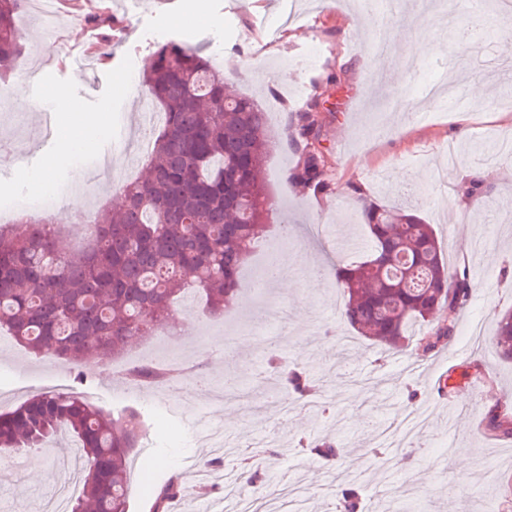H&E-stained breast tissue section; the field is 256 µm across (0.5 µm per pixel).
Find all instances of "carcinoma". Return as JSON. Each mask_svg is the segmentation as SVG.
Instances as JSON below:
<instances>
[{
  "label": "carcinoma",
  "mask_w": 512,
  "mask_h": 512,
  "mask_svg": "<svg viewBox=\"0 0 512 512\" xmlns=\"http://www.w3.org/2000/svg\"><path fill=\"white\" fill-rule=\"evenodd\" d=\"M21 0H0V79L23 52L15 23ZM145 91L164 113L163 126L144 159L147 175L121 187L125 204L94 221L90 246L69 260L51 217L23 231L0 230V330L34 354H47L69 369L77 385L93 351L102 360L122 355L135 339L165 329L176 303L187 296L219 314L236 301L239 271L272 210L262 170L271 141L264 112L252 100L224 91V70L177 41L156 49L143 76ZM303 139L295 183L328 187L319 147L317 101L297 113ZM361 218L371 248L367 257L336 268L343 318L367 340L398 347L416 340L431 352L454 337L442 324L414 337L410 323L466 305L467 274L452 273L432 225L420 217L363 203ZM496 346L512 359V310L497 324ZM278 382L301 398L308 379L270 353ZM179 370L152 361L126 369L138 386L161 387ZM487 430L512 435V417L495 407ZM65 429L85 462L83 487L69 512H128L130 456L141 437L140 415L118 416L97 408L73 388L41 393L0 411V453L39 448ZM179 493L171 481L152 491L151 512H168Z\"/></svg>",
  "instance_id": "carcinoma-1"
}]
</instances>
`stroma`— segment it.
<instances>
[{
	"mask_svg": "<svg viewBox=\"0 0 512 512\" xmlns=\"http://www.w3.org/2000/svg\"><path fill=\"white\" fill-rule=\"evenodd\" d=\"M350 3L63 0L50 29L37 22L30 0L18 11L26 48L0 82V208L35 215L55 206L71 257L88 243L77 214L92 218L108 206L120 209V186L143 174L141 158L158 128L141 120L142 77L159 44L180 40L223 68L234 94L256 99L275 141L264 170L273 210L243 269L237 304L220 317L186 314L167 336L140 341L124 359L86 368L84 398L108 412L137 409L148 424L131 455L129 512H150L142 470L161 484L186 476L189 462L199 489L193 501H175L171 512H226L222 476L244 455L255 459L261 488L305 481L308 512H340L341 490L354 478L366 487L368 512H401L409 500L429 504L430 512H512L506 497L512 436L485 429L492 407L512 408V362L493 342L499 314L512 307V233L503 230L512 225V158L498 153L500 138L512 136V110L501 109L499 92L500 82L512 77V16L489 9L488 0H457L447 10L437 0H379L396 46L394 54L380 57L374 30L349 19ZM105 7L117 22L107 56L93 69H79L75 58L104 41L93 18ZM480 11L490 21L480 47L449 41V30L466 28ZM420 38L425 46L410 56ZM118 73L129 77L121 91L113 86ZM20 86L30 95L26 110L12 104ZM59 87L68 89L73 105L110 113L112 131L95 150L69 159L52 186L41 189L33 178L64 123L54 94ZM313 96L321 102L320 147L329 182L318 192L290 180L299 161L294 116ZM461 115L469 129L464 138L455 131ZM106 159L110 181L73 197L71 183ZM470 170L484 172L489 186L474 212L457 206ZM360 197L432 224L450 272L484 268L471 301L435 317L434 323L455 326L449 348L425 353L406 344L389 350L356 336L340 319L343 296L334 267L363 255L345 246L346 238L363 232ZM285 221L292 236L282 233ZM274 242L280 259L291 264L292 284L259 293L252 284ZM270 304L288 310L281 357L321 375L325 412L305 410L292 391L270 380L257 337L233 357L206 355V347L237 335ZM146 355H174L187 366L206 361L210 382L191 397L181 388L131 394L115 371L124 360ZM58 380L72 378L51 356L30 354L11 339L0 344V411ZM228 380L259 401L287 407V415L212 402ZM448 380L453 388L446 393ZM203 412L233 443L217 468L208 466L212 454L197 442L194 416ZM312 440L336 442L344 453L327 465L306 451ZM72 445L62 432L44 447L1 458L0 469L12 473L13 483L0 493V505L7 512H35L58 497L71 473L63 459Z\"/></svg>",
	"mask_w": 512,
	"mask_h": 512,
	"instance_id": "obj_1",
	"label": "stroma"
}]
</instances>
